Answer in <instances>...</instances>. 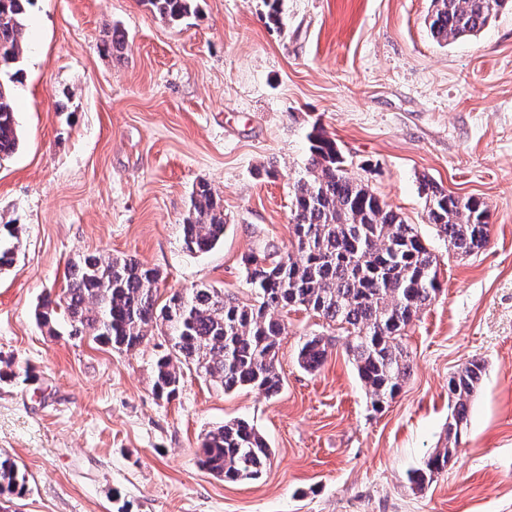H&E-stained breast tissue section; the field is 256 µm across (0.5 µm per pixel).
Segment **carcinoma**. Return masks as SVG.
Instances as JSON below:
<instances>
[{"instance_id": "cac0c4a2", "label": "carcinoma", "mask_w": 512, "mask_h": 512, "mask_svg": "<svg viewBox=\"0 0 512 512\" xmlns=\"http://www.w3.org/2000/svg\"><path fill=\"white\" fill-rule=\"evenodd\" d=\"M29 2L0 0V160L19 146L14 96ZM145 2L172 22L196 12V0ZM504 9H512V0H432L426 22L432 37L448 44L477 35ZM307 141L305 174L293 187V249L264 250L244 260L254 302L207 286L180 289L161 301L157 270L128 256L104 261L89 254L71 265L59 299L47 297L37 306V323L46 326L60 313L71 335L90 336L118 353L160 331L168 347L153 364V394L167 402L179 396L184 370L190 367L226 392L248 388L273 397L282 386L278 354L286 330L276 313L303 309L347 333V351L372 409L385 408L411 374L401 340L440 291V260L416 225L351 175L350 162L321 126H313ZM419 192L428 223L449 249L468 256L488 244L485 202L456 195L427 178ZM226 227L223 203L206 181H199L182 224L183 248L207 253L224 239ZM328 347L323 336L307 338L298 350L299 365L318 370ZM485 371V362L472 358L448 377L444 443L409 472L411 489L424 490L456 456ZM270 457L271 448L256 427L237 419L205 434L199 464L219 478L239 482L258 479ZM26 492L20 466L0 456V494L21 497Z\"/></svg>"}]
</instances>
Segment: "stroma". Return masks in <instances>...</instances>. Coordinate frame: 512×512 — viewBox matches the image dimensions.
<instances>
[{"label": "stroma", "instance_id": "stroma-1", "mask_svg": "<svg viewBox=\"0 0 512 512\" xmlns=\"http://www.w3.org/2000/svg\"><path fill=\"white\" fill-rule=\"evenodd\" d=\"M198 0L171 23L144 0H32L16 99L20 142L0 161V453L28 491L11 512H512V10L477 36L432 38L431 0ZM120 29L121 51L104 49ZM320 125L364 180L439 255L442 287L403 339L412 371L373 411L346 335L285 315L280 393H230L185 373L178 398L152 392L153 335L117 353L38 326L71 262L132 256L158 269L161 296L195 285L253 295L243 260L292 242L291 188ZM429 178L484 201L490 241L459 257L427 221ZM206 180L224 204V240L182 247L189 197ZM331 338L303 369V338ZM486 364L467 432L421 492L407 474L445 434L448 376ZM233 419L267 439L271 465L226 482L195 454Z\"/></svg>", "mask_w": 512, "mask_h": 512}]
</instances>
